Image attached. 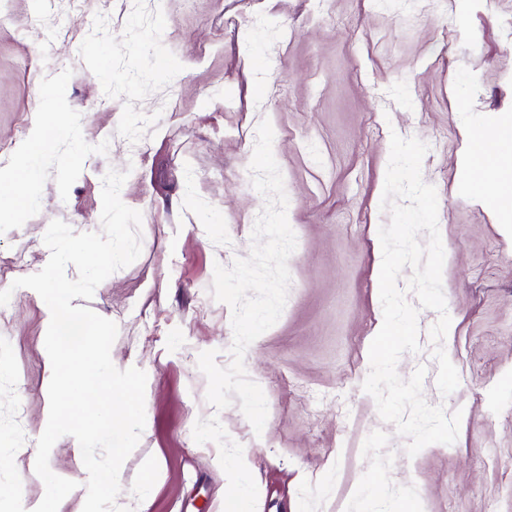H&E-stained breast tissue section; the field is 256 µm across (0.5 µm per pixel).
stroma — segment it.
Masks as SVG:
<instances>
[{
  "instance_id": "obj_1",
  "label": "stroma",
  "mask_w": 512,
  "mask_h": 512,
  "mask_svg": "<svg viewBox=\"0 0 512 512\" xmlns=\"http://www.w3.org/2000/svg\"><path fill=\"white\" fill-rule=\"evenodd\" d=\"M0 167L19 157L60 95L74 137L43 164L37 206L0 223V266L50 258L53 220L101 231L102 178L128 171L122 202L142 214L139 258L86 305L114 321L116 368L147 375L146 423L119 473L131 512H512V226L463 184L466 134L512 115V0H0ZM169 65L161 69L158 59ZM272 150L297 245L277 323L244 356L268 417L255 434L238 405L215 410L197 361L228 366L232 310L214 299L216 265L248 257L265 199L252 185L256 130ZM428 146L438 197L443 346L460 384L442 396L430 329L418 314L423 396L461 412L453 444L406 453L362 384L383 323L378 232L390 137ZM44 302L16 289L0 337L19 368L15 455L22 501L40 479L31 456L49 403ZM153 478H146V468Z\"/></svg>"
}]
</instances>
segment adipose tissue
Segmentation results:
<instances>
[{
  "mask_svg": "<svg viewBox=\"0 0 512 512\" xmlns=\"http://www.w3.org/2000/svg\"><path fill=\"white\" fill-rule=\"evenodd\" d=\"M42 122L36 128L22 155L0 169V188L8 187V196L0 198V222L20 221L37 204L35 188L46 156L55 141L71 136L73 129L61 119L56 98L42 102ZM467 181L475 196H482L486 184H494L491 201L503 223H512V117L498 121L489 131H474L466 157Z\"/></svg>",
  "mask_w": 512,
  "mask_h": 512,
  "instance_id": "adipose-tissue-1",
  "label": "adipose tissue"
}]
</instances>
